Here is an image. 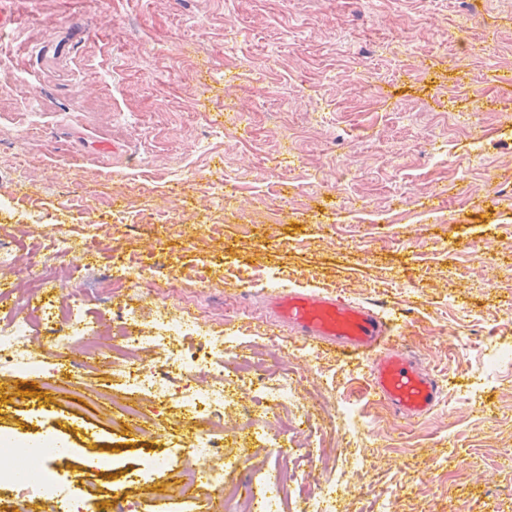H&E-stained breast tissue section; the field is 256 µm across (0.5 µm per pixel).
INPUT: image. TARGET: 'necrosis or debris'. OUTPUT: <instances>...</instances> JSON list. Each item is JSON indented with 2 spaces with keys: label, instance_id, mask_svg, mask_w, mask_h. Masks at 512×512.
Returning <instances> with one entry per match:
<instances>
[{
  "label": "necrosis or debris",
  "instance_id": "1",
  "mask_svg": "<svg viewBox=\"0 0 512 512\" xmlns=\"http://www.w3.org/2000/svg\"><path fill=\"white\" fill-rule=\"evenodd\" d=\"M48 263L40 246L30 247L22 240L0 242V284L11 288L22 284L38 295L26 310L10 312L7 321L0 323L1 372L11 369L20 355V344L31 335L45 333L54 346L68 349L96 343L102 321L111 320L112 335L117 339L111 350L121 363L125 388L146 394L150 403L165 411L177 412L178 424L188 427L187 439L180 446L182 454H200L214 460L205 472L187 471V484L220 488L224 512H335L332 493L322 489L314 474L324 465L318 454L308 457L310 472L292 470L271 485L262 481L239 484L225 477L231 463L248 464L253 459L244 447L235 456H228L226 439L212 433L227 411L238 406L240 397H247L264 415L263 420L251 419L242 424L240 434L255 435L266 456L277 463H286L295 455L286 444L291 430L315 423L304 404H297L292 412L286 407L290 395L296 394L299 381L280 345L267 343L257 359L240 356L207 316L193 313L186 306L168 313L130 305L108 316L92 311L87 306L86 291L58 297L53 278L34 274V267ZM155 347L166 352L160 370L147 361L149 349ZM269 361L283 369L278 382H270L265 373ZM31 460L39 472L34 480L0 470V489L26 503L56 499L53 472L59 467L83 477L105 474L112 465L106 456L99 458L96 465H89L71 448L44 447L32 454Z\"/></svg>",
  "mask_w": 512,
  "mask_h": 512
}]
</instances>
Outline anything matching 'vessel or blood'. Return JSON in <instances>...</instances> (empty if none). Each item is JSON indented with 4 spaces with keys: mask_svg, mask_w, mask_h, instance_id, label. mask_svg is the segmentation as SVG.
Here are the masks:
<instances>
[{
    "mask_svg": "<svg viewBox=\"0 0 512 512\" xmlns=\"http://www.w3.org/2000/svg\"><path fill=\"white\" fill-rule=\"evenodd\" d=\"M264 300L273 320L295 335L345 346L366 360L367 391L398 418L410 422L434 412L439 383L419 356L397 343L393 321L311 288H276Z\"/></svg>",
    "mask_w": 512,
    "mask_h": 512,
    "instance_id": "1",
    "label": "vessel or blood"
}]
</instances>
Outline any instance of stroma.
<instances>
[{"instance_id": "stroma-1", "label": "stroma", "mask_w": 512, "mask_h": 512, "mask_svg": "<svg viewBox=\"0 0 512 512\" xmlns=\"http://www.w3.org/2000/svg\"><path fill=\"white\" fill-rule=\"evenodd\" d=\"M0 29L1 61L28 89L0 93V238L24 229L82 245L83 209L118 212L111 236L136 252L174 306L170 278L212 282L200 299L243 355L277 337L321 392L335 427L294 435L301 469L319 443H359L377 431V464L352 488L354 512L376 496L399 512H512V365L484 380L485 348H512V56H468L462 35L512 46V0H15ZM410 36L420 57L397 47ZM193 43L196 53L165 56ZM288 96L256 95L250 69ZM249 101L246 116L224 97ZM495 98L476 110L475 95ZM106 141L111 152L93 150ZM355 155L339 179L336 163ZM465 156V168L448 158ZM236 183L224 198L208 181ZM155 213L158 225L138 214ZM496 275V286L485 283ZM225 287H218V279ZM315 288L377 310L402 327L439 381L433 414L409 423L366 390L364 363L291 335L256 315L267 289ZM41 367L0 375V435L68 434L138 512H209L205 495L156 499L172 471L208 469L176 454L180 436L154 440L112 428L77 395L117 388L110 349L77 357L41 336ZM22 396H14V388ZM172 455L171 469L137 482L142 452ZM411 459L410 474L398 470Z\"/></svg>"}]
</instances>
